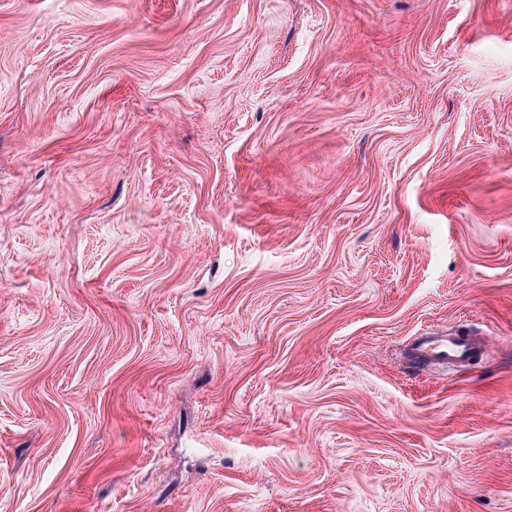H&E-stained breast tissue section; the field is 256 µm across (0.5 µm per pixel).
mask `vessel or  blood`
Segmentation results:
<instances>
[{
	"label": "vessel or blood",
	"instance_id": "1",
	"mask_svg": "<svg viewBox=\"0 0 512 512\" xmlns=\"http://www.w3.org/2000/svg\"><path fill=\"white\" fill-rule=\"evenodd\" d=\"M485 347L486 339L482 336H441L425 331L411 342L409 356L421 368L460 367Z\"/></svg>",
	"mask_w": 512,
	"mask_h": 512
}]
</instances>
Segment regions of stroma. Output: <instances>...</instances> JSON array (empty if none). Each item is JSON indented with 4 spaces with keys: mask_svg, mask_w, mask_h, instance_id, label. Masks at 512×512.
<instances>
[{
    "mask_svg": "<svg viewBox=\"0 0 512 512\" xmlns=\"http://www.w3.org/2000/svg\"><path fill=\"white\" fill-rule=\"evenodd\" d=\"M0 512H512V0H0ZM485 347V337L476 334L441 336L424 331L411 342L409 357L417 362L418 368L461 367Z\"/></svg>",
    "mask_w": 512,
    "mask_h": 512,
    "instance_id": "stroma-1",
    "label": "stroma"
}]
</instances>
